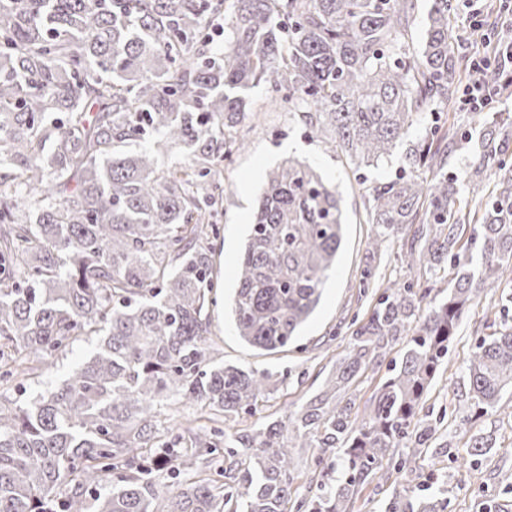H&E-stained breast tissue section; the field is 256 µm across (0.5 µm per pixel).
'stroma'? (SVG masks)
Returning a JSON list of instances; mask_svg holds the SVG:
<instances>
[{"label":"stroma","mask_w":512,"mask_h":512,"mask_svg":"<svg viewBox=\"0 0 512 512\" xmlns=\"http://www.w3.org/2000/svg\"><path fill=\"white\" fill-rule=\"evenodd\" d=\"M267 96L265 87L253 90L255 110L249 119L248 146L216 166L226 200L212 208L209 217L217 229L211 238L217 303L209 308L210 338L217 348V358L227 364L270 371L278 380L276 387L259 401L256 411L240 418L243 429L284 420L287 413L297 411L322 389L338 361L347 354L354 330L367 320L388 281L429 289L431 297L439 299L447 295L454 276L450 269H408L401 261L398 242L392 240L387 241L378 267L369 268L368 243L379 227L367 223L364 202L370 185L395 177L401 165L400 154H393L371 170L367 180H359L343 155L306 139V128L299 117L289 116L286 109L268 106ZM290 155L306 159L336 185L347 226L336 271L316 312L284 352L267 354L238 338L224 315L222 299L234 286L254 200L265 175ZM245 183L250 186L246 193L240 190ZM511 322L512 310L500 312L482 297L472 302L449 347L448 360L420 408L421 418L436 425L437 434L428 447L401 448L384 461L377 477L358 494L353 512H381L393 497L416 499L427 495L437 497L439 512H512V417L500 409L471 417L464 378L477 342ZM96 343V337H85L59 354L42 376L26 382V398L54 387L91 354ZM401 350V344H394L378 365L361 372L342 391V400L351 402L355 410H363ZM477 436L491 438L494 446L485 458L475 462L467 447ZM294 457L293 499L299 502L317 494L315 472L335 463L336 457L320 454L315 448L295 449Z\"/></svg>","instance_id":"1"}]
</instances>
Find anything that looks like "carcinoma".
I'll list each match as a JSON object with an SVG mask.
<instances>
[{
	"label": "carcinoma",
	"mask_w": 512,
	"mask_h": 512,
	"mask_svg": "<svg viewBox=\"0 0 512 512\" xmlns=\"http://www.w3.org/2000/svg\"><path fill=\"white\" fill-rule=\"evenodd\" d=\"M415 9V0H0V166H18L0 173V386L99 337L57 386L26 403L0 400V512H290L294 448L341 453L297 509L351 512L385 458L433 438L420 404L470 302L512 303V143L485 112L474 113L479 140L448 137L434 108L462 76L453 6L432 0L414 46ZM220 23L216 52L209 27ZM262 84L357 172L403 147L399 173L368 194V223L383 228L370 253L397 234L408 268L449 260L456 276L422 320L427 293L386 287L326 389L288 423L173 435L161 421L169 401L228 420L277 383L216 361L206 312L213 166L245 147L242 123ZM173 145L189 148L191 166L162 173ZM459 150L461 185L445 171ZM492 165L503 176L490 188ZM463 191L481 200L467 239ZM345 226L340 193L310 164L289 157L266 174L229 303L243 342L288 348L321 301ZM404 337L367 409L336 400ZM466 377L475 409L500 406L512 389V325L476 345ZM204 455L214 460L205 477ZM163 469L176 489H158ZM385 512H438L437 501L397 498Z\"/></svg>",
	"instance_id": "1"
}]
</instances>
